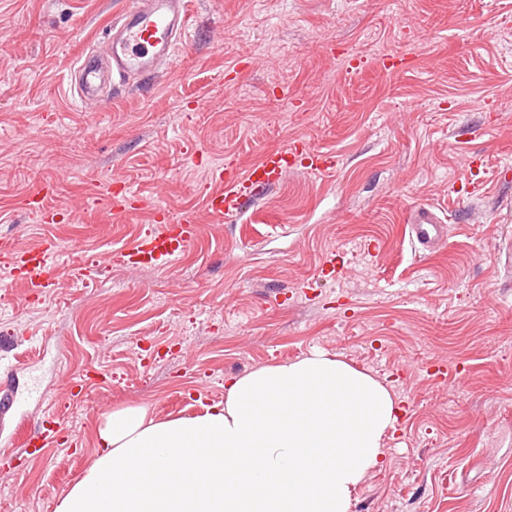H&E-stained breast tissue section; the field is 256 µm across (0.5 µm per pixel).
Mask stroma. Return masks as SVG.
Listing matches in <instances>:
<instances>
[{"label":"stroma","mask_w":512,"mask_h":512,"mask_svg":"<svg viewBox=\"0 0 512 512\" xmlns=\"http://www.w3.org/2000/svg\"><path fill=\"white\" fill-rule=\"evenodd\" d=\"M132 2L0 0V249L47 243L63 268L35 295L0 265V512H54L113 408L198 414L314 351L400 407L352 512H512V0H188L161 76L84 106L74 64ZM294 141L335 167L206 210L211 168ZM116 180L144 209L112 215ZM152 204L193 214L191 242L161 270L113 261ZM422 205L448 226L431 253ZM50 409L74 439L39 455ZM410 234L423 249L430 250L446 239L447 226L441 224L433 208L420 207L413 213Z\"/></svg>","instance_id":"stroma-1"}]
</instances>
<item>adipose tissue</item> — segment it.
<instances>
[{"mask_svg": "<svg viewBox=\"0 0 512 512\" xmlns=\"http://www.w3.org/2000/svg\"><path fill=\"white\" fill-rule=\"evenodd\" d=\"M398 414L385 384L320 351L230 379L200 414L117 407L55 512H351Z\"/></svg>", "mask_w": 512, "mask_h": 512, "instance_id": "adipose-tissue-1", "label": "adipose tissue"}]
</instances>
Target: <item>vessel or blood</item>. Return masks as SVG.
Listing matches in <instances>:
<instances>
[{"label":"vessel or blood","mask_w":512,"mask_h":512,"mask_svg":"<svg viewBox=\"0 0 512 512\" xmlns=\"http://www.w3.org/2000/svg\"><path fill=\"white\" fill-rule=\"evenodd\" d=\"M188 0H135L132 7L116 16L112 26L117 31L112 41V73L120 80L140 74H153L170 61L188 29ZM80 99L89 105L98 104L96 83L98 71L90 61L79 66ZM335 164L334 155L310 148H284L264 153L247 169L228 165L214 169V187L207 196L209 213L215 217H237L262 195L288 168L304 166L312 173H321ZM154 229L132 246L117 252V260L133 265L170 263L194 236L195 220L186 215L170 220L167 212L152 211ZM410 234L425 249H433L447 237V227L429 207L414 211ZM12 276L22 279L35 290L48 288L55 282L59 268L49 259L47 247L39 246L24 252L0 256Z\"/></svg>","instance_id":"obj_1"}]
</instances>
